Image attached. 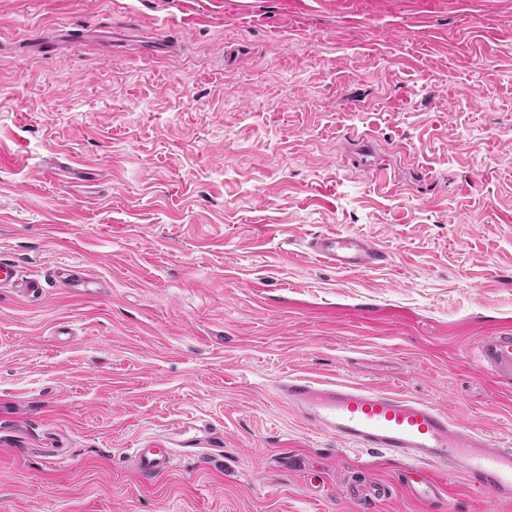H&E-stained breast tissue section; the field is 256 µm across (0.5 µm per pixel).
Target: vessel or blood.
I'll list each match as a JSON object with an SVG mask.
<instances>
[{"instance_id":"obj_1","label":"vessel or blood","mask_w":512,"mask_h":512,"mask_svg":"<svg viewBox=\"0 0 512 512\" xmlns=\"http://www.w3.org/2000/svg\"><path fill=\"white\" fill-rule=\"evenodd\" d=\"M310 250L330 267L373 271L387 262L386 253L364 237L327 232L312 238ZM58 287L80 293L85 273L74 266L55 269ZM0 288L22 289L28 299L43 293L37 279H20L15 263L0 260ZM477 363L500 385L512 386V329L503 328L477 344ZM278 392L290 408L317 433L353 447L376 450L409 461L416 476L410 490L418 498H437L446 485L433 481L430 468H447L469 489L512 501V448L493 445L474 428L453 421L434 404L359 384L321 382L290 375ZM202 438H166L133 451L139 475L152 479L170 466L176 449L199 448Z\"/></svg>"}]
</instances>
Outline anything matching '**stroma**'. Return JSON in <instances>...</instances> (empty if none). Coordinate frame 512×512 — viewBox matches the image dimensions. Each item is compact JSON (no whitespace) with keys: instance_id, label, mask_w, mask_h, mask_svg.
<instances>
[{"instance_id":"stroma-1","label":"stroma","mask_w":512,"mask_h":512,"mask_svg":"<svg viewBox=\"0 0 512 512\" xmlns=\"http://www.w3.org/2000/svg\"><path fill=\"white\" fill-rule=\"evenodd\" d=\"M339 2L0 0V258L44 285L0 290V512H512L413 497L276 391L389 390L512 447L475 356L512 328V0ZM330 231L388 263L326 265ZM177 427L210 446L140 478ZM309 249L330 267L345 271H373L387 263L386 253L354 234L327 232L312 238ZM53 279L58 288H66L73 293L81 295H85L81 292H88L85 286L86 275L77 267L69 265L58 267L53 272Z\"/></svg>"}]
</instances>
